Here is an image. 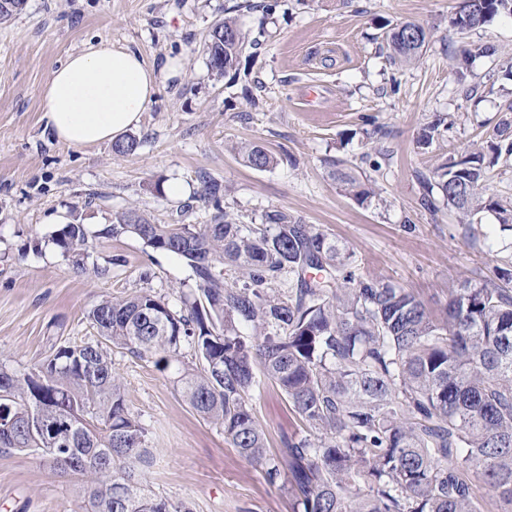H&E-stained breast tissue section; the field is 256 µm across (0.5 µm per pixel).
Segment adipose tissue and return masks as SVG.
<instances>
[{
  "mask_svg": "<svg viewBox=\"0 0 512 512\" xmlns=\"http://www.w3.org/2000/svg\"><path fill=\"white\" fill-rule=\"evenodd\" d=\"M172 61L156 66L138 52L107 43L70 55L46 84L41 101L45 129L74 148L116 141L136 127Z\"/></svg>",
  "mask_w": 512,
  "mask_h": 512,
  "instance_id": "1",
  "label": "adipose tissue"
}]
</instances>
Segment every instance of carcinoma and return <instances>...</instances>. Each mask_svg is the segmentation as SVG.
<instances>
[{
  "label": "carcinoma",
  "mask_w": 512,
  "mask_h": 512,
  "mask_svg": "<svg viewBox=\"0 0 512 512\" xmlns=\"http://www.w3.org/2000/svg\"><path fill=\"white\" fill-rule=\"evenodd\" d=\"M512 0H482L462 19L464 30L512 15ZM26 0H0V23ZM427 29L407 22L386 34L389 60L412 65ZM248 41L235 20L211 26L210 65L238 71ZM472 54H455L466 80ZM493 159L512 158V121L498 124ZM239 154L267 170L274 157L258 143ZM331 175L360 203L373 189L333 161ZM485 154L447 158L424 181V205L435 198L465 226L492 211L512 231V202L484 198ZM224 189L201 181L213 207L207 224H154L135 211L115 217L99 234H133L154 251L181 259L194 281L186 309L139 291L102 299L88 311L100 341L59 347L41 366L0 368V418L24 423L38 416L59 432L77 426L80 439L57 454L36 432L19 428L4 451L40 455L53 469L89 478L83 512H191L148 489L151 452L145 430L127 407L111 348L166 365L181 362L183 345L198 364L179 368L177 384L191 408L224 430L239 456L260 465L271 484L288 470L294 512H484L476 495L512 503V289L467 280L448 290L446 317L433 318L421 300L391 283L353 270L354 255L316 224L283 212L263 215L262 227L240 224L222 207ZM54 244L85 267L88 230L65 224ZM231 265L239 282L214 273ZM272 380L305 423L278 454L252 408L260 385Z\"/></svg>",
  "instance_id": "obj_1"
}]
</instances>
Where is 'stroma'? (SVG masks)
<instances>
[{"mask_svg": "<svg viewBox=\"0 0 512 512\" xmlns=\"http://www.w3.org/2000/svg\"><path fill=\"white\" fill-rule=\"evenodd\" d=\"M241 0H27L0 24V365L32 369L61 345L97 341L87 312L100 299L148 291L181 309L193 286L182 263L136 236L100 229L135 210L158 224H200L201 178L227 189L223 207L244 224L282 211L316 224L353 251L355 271L414 293L442 318L448 291L466 279L500 283L512 267V232L483 212L466 233L446 206L421 205L423 179L442 158L487 145L512 105V16L463 34L450 26L460 0H281L272 20ZM259 41L236 75L209 64L205 36L225 18ZM429 31L410 66L387 60V26ZM108 41L150 63L179 59L131 136L136 152L111 144L75 149L45 131L41 100L68 55ZM470 48L467 98L451 67ZM444 118L433 143L423 126ZM262 143L276 158L259 171L235 147ZM369 180L358 204L330 177L331 159ZM184 188L172 195L171 184ZM85 225L83 273L53 242L63 222ZM128 407L147 432L148 484L191 512H293L287 479L269 484L221 427L201 419L175 384L176 368L116 349ZM270 453L305 426L269 380L252 400ZM83 477L53 471L37 454L0 451V512H81Z\"/></svg>", "mask_w": 512, "mask_h": 512, "instance_id": "obj_1", "label": "stroma"}]
</instances>
